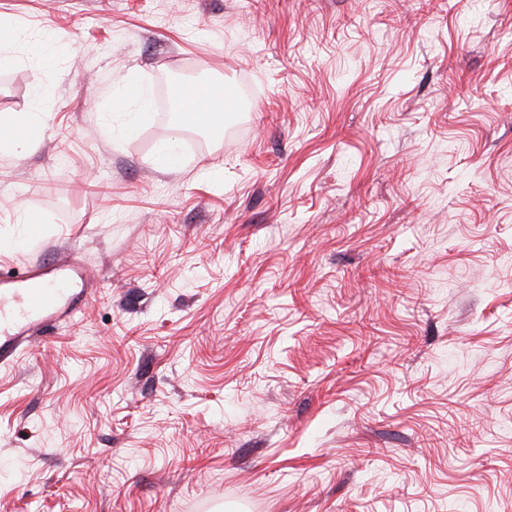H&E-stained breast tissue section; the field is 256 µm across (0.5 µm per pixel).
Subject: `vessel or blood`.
Returning <instances> with one entry per match:
<instances>
[{
	"mask_svg": "<svg viewBox=\"0 0 512 512\" xmlns=\"http://www.w3.org/2000/svg\"><path fill=\"white\" fill-rule=\"evenodd\" d=\"M96 285L73 255L56 264L0 270V366L14 364L37 327L72 321Z\"/></svg>",
	"mask_w": 512,
	"mask_h": 512,
	"instance_id": "vessel-or-blood-1",
	"label": "vessel or blood"
}]
</instances>
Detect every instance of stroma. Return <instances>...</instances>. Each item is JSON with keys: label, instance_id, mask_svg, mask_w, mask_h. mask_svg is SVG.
Returning a JSON list of instances; mask_svg holds the SVG:
<instances>
[{"label": "stroma", "instance_id": "35a3bbf8", "mask_svg": "<svg viewBox=\"0 0 512 512\" xmlns=\"http://www.w3.org/2000/svg\"><path fill=\"white\" fill-rule=\"evenodd\" d=\"M0 22V113L38 115L0 151V232L45 219L0 268L68 249L97 283L0 366V512H512V0ZM178 80L244 107L125 136L126 85ZM155 164L165 170H178L182 166V154L177 140L162 141L156 149Z\"/></svg>", "mask_w": 512, "mask_h": 512}]
</instances>
